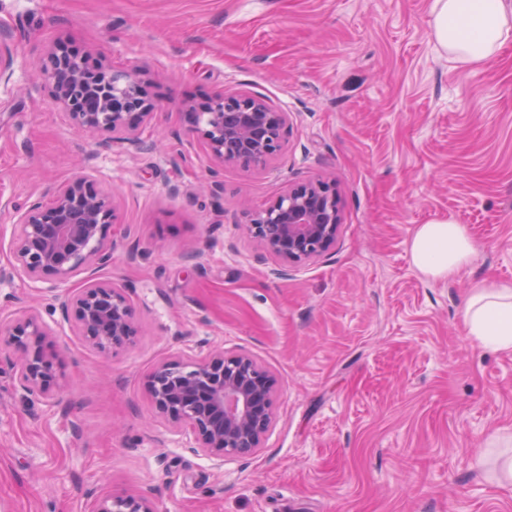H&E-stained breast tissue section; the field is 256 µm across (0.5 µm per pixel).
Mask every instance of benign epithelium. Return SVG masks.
<instances>
[{"label":"benign epithelium","mask_w":512,"mask_h":512,"mask_svg":"<svg viewBox=\"0 0 512 512\" xmlns=\"http://www.w3.org/2000/svg\"><path fill=\"white\" fill-rule=\"evenodd\" d=\"M7 35L0 36V84L12 77ZM42 74L54 101L70 122L89 133L106 131L101 143L137 146L138 132L154 118L140 75L106 62L90 69L64 45L49 49ZM189 131L215 161L245 167L265 165L282 150L288 113L247 92H218L201 105H188ZM112 193L93 175L79 174L57 186L52 199L35 201L21 213L11 240L12 273L33 283L50 282L64 318L88 346L107 351L136 336L133 308L124 287L91 279L80 288L67 283L80 270L112 263L108 234L116 223ZM342 224L336 184L298 180L267 208L246 214L242 230L261 250L278 259L281 272L327 254ZM51 327L33 313L0 320V336L20 353L11 363L27 395L53 400L57 367L41 348ZM149 388L156 408L172 425L189 426L192 449L217 459L246 456L261 448L273 418L276 380L252 356L217 348L200 362L168 361L155 367ZM95 512H156L145 493L103 496Z\"/></svg>","instance_id":"1"}]
</instances>
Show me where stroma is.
Here are the masks:
<instances>
[{"label":"stroma","instance_id":"obj_1","mask_svg":"<svg viewBox=\"0 0 512 512\" xmlns=\"http://www.w3.org/2000/svg\"><path fill=\"white\" fill-rule=\"evenodd\" d=\"M432 0H0L13 75L0 87V232L85 166L112 188V264L138 334L102 353L50 294L0 277V318L39 313L61 363L53 402L23 394L0 342V512H92L150 492L158 512H512L478 453L512 435V352L465 335L471 283L512 285V44L459 69L431 38ZM65 41L139 72L157 111L146 147L103 149L38 76ZM247 91L288 112L264 166L218 165L182 105ZM334 179L342 225L322 258L275 276L243 205ZM220 194L206 192L213 179ZM454 218L477 245L453 280L412 264L415 228ZM195 259H187L189 248ZM277 380L261 449L191 451L148 381L214 347Z\"/></svg>","mask_w":512,"mask_h":512}]
</instances>
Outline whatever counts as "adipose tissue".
Segmentation results:
<instances>
[{
	"instance_id": "obj_1",
	"label": "adipose tissue",
	"mask_w": 512,
	"mask_h": 512,
	"mask_svg": "<svg viewBox=\"0 0 512 512\" xmlns=\"http://www.w3.org/2000/svg\"><path fill=\"white\" fill-rule=\"evenodd\" d=\"M431 34L454 66L484 63L512 42V0H433ZM414 266L426 278L446 280L467 268L476 253L464 225L452 219L419 225L410 241ZM463 329L491 351H512V286L475 282L464 302Z\"/></svg>"
}]
</instances>
